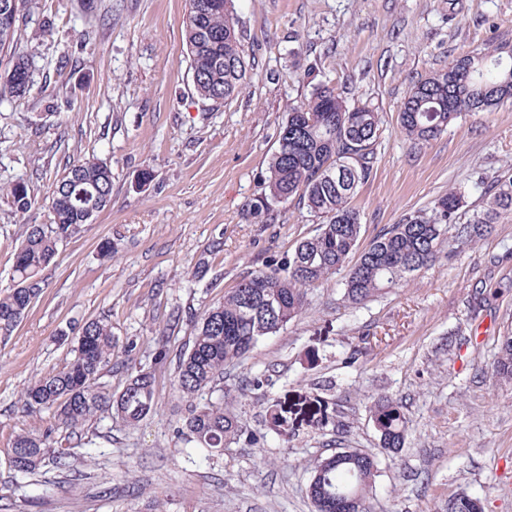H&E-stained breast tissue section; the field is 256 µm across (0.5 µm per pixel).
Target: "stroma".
<instances>
[{"label": "stroma", "instance_id": "35a3bbf8", "mask_svg": "<svg viewBox=\"0 0 512 512\" xmlns=\"http://www.w3.org/2000/svg\"><path fill=\"white\" fill-rule=\"evenodd\" d=\"M235 8L247 79L218 106L194 92L187 0H28L23 10L33 86L0 100V289L14 284L21 226L49 223L52 191L70 165L106 161L112 200L60 245L41 294L0 335V512H314L315 463L354 448L377 460L372 512H446L461 491L483 512H512V381L494 372L499 340L512 332V222L359 306L340 276L310 288L298 317L224 369V406L245 438L208 457L182 435L189 403L175 360L197 320L320 223L294 200L258 222L250 213L266 191L280 126L315 84L331 82L382 116L377 161L352 199L362 245L475 176L512 175V100L426 143L406 141L397 123L413 82L512 40V0H236ZM19 179L34 201L23 215L7 194ZM478 290L487 301L474 315ZM102 317L117 342L103 376L112 390L150 368L166 344L156 412L133 428L98 413L70 469L18 474L12 443L30 425L69 446L49 413L23 412L24 389L70 361L79 328ZM256 377L262 386L250 388ZM381 396L409 417L394 454L369 411ZM251 434L261 444H249Z\"/></svg>", "mask_w": 512, "mask_h": 512}]
</instances>
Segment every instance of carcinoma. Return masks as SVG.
<instances>
[{
    "instance_id": "cac0c4a2",
    "label": "carcinoma",
    "mask_w": 512,
    "mask_h": 512,
    "mask_svg": "<svg viewBox=\"0 0 512 512\" xmlns=\"http://www.w3.org/2000/svg\"><path fill=\"white\" fill-rule=\"evenodd\" d=\"M16 4L8 22L0 18V52L8 54L0 77V98L31 90V65L18 48L21 0H0L4 9ZM184 38L197 94L213 104L236 97L246 80L245 48L238 29L234 0H188ZM508 40L491 42L480 59L460 57L448 69L415 82L398 113L400 132L412 143L435 139L458 118L490 110L512 99V54ZM382 118L376 109L350 105L328 82L314 85L309 97L294 106L280 129L278 149L268 165L269 193L252 206L258 217L273 201L296 198L323 218L316 234L294 251L262 270L242 278L224 301L205 311L196 324L189 351L178 357L176 383L190 401L183 419L186 441L210 450L243 434L239 421L224 412V396L195 402L215 393L224 365L244 357L264 337L273 335L302 313L308 288L344 273L349 301L362 304L383 290L399 286L408 274L436 262L439 246L452 242L460 254L495 225L512 221V178L491 185L475 181L469 192L482 200L481 209L462 218L466 192L450 190L428 208L405 215L359 249L362 223L351 205L358 186L370 176ZM9 194L15 210L32 206L27 184L19 180ZM112 169L102 160L71 165L52 192L51 222L24 224L15 249L13 278L17 287L0 293V331H12L42 290L41 272L59 245L79 235L108 205ZM355 263H349L354 253ZM116 346L108 320L86 322L77 337V354L61 367L35 378L22 395L23 411L33 416L48 411L71 436L100 412L132 427L155 412V374L140 369L119 391L101 382L112 371ZM496 375L512 380V335L500 339ZM381 447H403L408 418L402 403L381 397L370 407ZM49 435L36 428L18 433L11 462L20 474H34L46 460L58 469L70 466L69 453L50 455ZM377 474L376 459L358 449L318 461L308 487L316 512H370L369 493ZM476 498L458 493L448 512H474Z\"/></svg>"
}]
</instances>
